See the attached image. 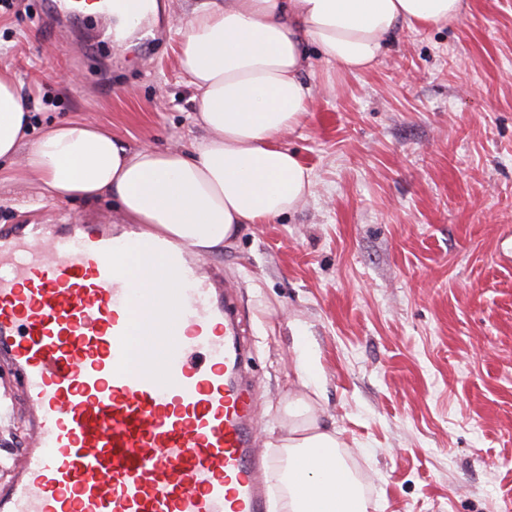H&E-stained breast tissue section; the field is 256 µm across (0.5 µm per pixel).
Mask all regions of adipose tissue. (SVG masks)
<instances>
[{"mask_svg":"<svg viewBox=\"0 0 512 512\" xmlns=\"http://www.w3.org/2000/svg\"><path fill=\"white\" fill-rule=\"evenodd\" d=\"M464 8L463 0H211L184 22L178 55L199 93L202 134L191 151L132 147L78 119L34 130L26 99L0 76V161L56 201L114 199L141 227L127 273L151 259L150 287L174 291L176 271L148 243L215 251L241 225L269 223L309 194L311 172L283 142L313 98L306 43L326 63L362 72L403 30L454 22ZM316 405L299 391L283 409L275 512H377Z\"/></svg>","mask_w":512,"mask_h":512,"instance_id":"1","label":"adipose tissue"}]
</instances>
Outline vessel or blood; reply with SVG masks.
Listing matches in <instances>:
<instances>
[{
    "mask_svg": "<svg viewBox=\"0 0 512 512\" xmlns=\"http://www.w3.org/2000/svg\"><path fill=\"white\" fill-rule=\"evenodd\" d=\"M70 13L109 0H53ZM131 241L110 224L0 233V354L23 372L36 445L0 512H267L258 398L221 280L171 252L175 295L124 276ZM168 338L135 324L170 303ZM154 369L133 366L145 342Z\"/></svg>",
    "mask_w": 512,
    "mask_h": 512,
    "instance_id": "vessel-or-blood-1",
    "label": "vessel or blood"
}]
</instances>
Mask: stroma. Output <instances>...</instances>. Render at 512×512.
<instances>
[{
    "mask_svg": "<svg viewBox=\"0 0 512 512\" xmlns=\"http://www.w3.org/2000/svg\"><path fill=\"white\" fill-rule=\"evenodd\" d=\"M159 0L151 41L93 46L46 0L0 5V71L34 126L78 118L122 141L190 149L198 93L179 21ZM451 24L404 30L372 69L313 58L314 96L286 142L309 195L208 255L236 299L259 394L253 431L276 464L280 408L316 358L322 421L341 431L380 512H512V0H465ZM125 223L106 201L56 202L0 176V225ZM0 484L17 477L33 413L0 357Z\"/></svg>",
    "mask_w": 512,
    "mask_h": 512,
    "instance_id": "stroma-1",
    "label": "stroma"
}]
</instances>
